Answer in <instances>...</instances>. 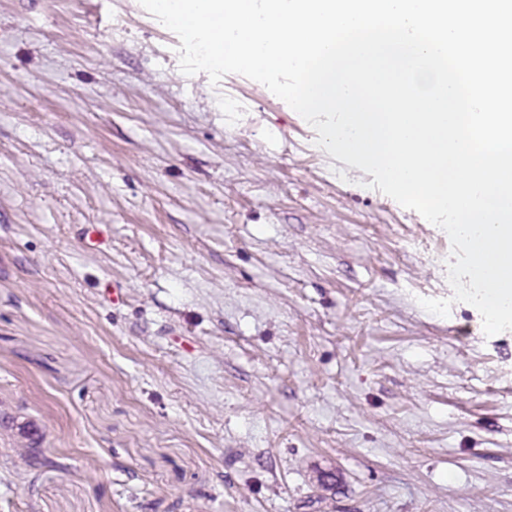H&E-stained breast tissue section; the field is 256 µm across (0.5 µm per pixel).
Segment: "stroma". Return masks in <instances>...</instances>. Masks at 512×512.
<instances>
[{
  "instance_id": "obj_1",
  "label": "stroma",
  "mask_w": 512,
  "mask_h": 512,
  "mask_svg": "<svg viewBox=\"0 0 512 512\" xmlns=\"http://www.w3.org/2000/svg\"><path fill=\"white\" fill-rule=\"evenodd\" d=\"M179 45L0 0V512H512V330L419 304L447 234Z\"/></svg>"
}]
</instances>
